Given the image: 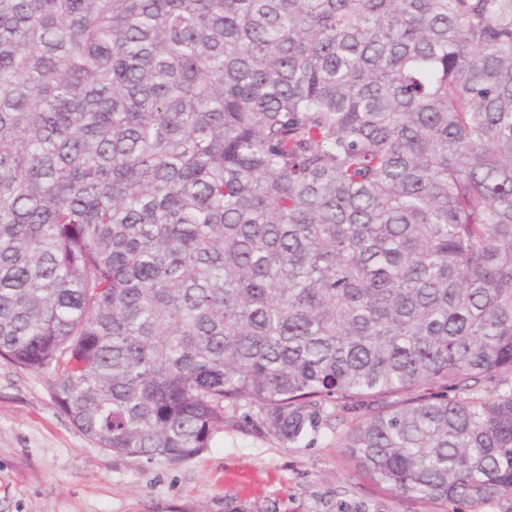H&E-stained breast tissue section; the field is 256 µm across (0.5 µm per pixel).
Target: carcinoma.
Segmentation results:
<instances>
[{
    "label": "carcinoma",
    "mask_w": 512,
    "mask_h": 512,
    "mask_svg": "<svg viewBox=\"0 0 512 512\" xmlns=\"http://www.w3.org/2000/svg\"><path fill=\"white\" fill-rule=\"evenodd\" d=\"M0 357L115 454L332 405L512 512V0H0Z\"/></svg>",
    "instance_id": "1"
}]
</instances>
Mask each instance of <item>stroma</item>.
Listing matches in <instances>:
<instances>
[{"label": "stroma", "mask_w": 512, "mask_h": 512, "mask_svg": "<svg viewBox=\"0 0 512 512\" xmlns=\"http://www.w3.org/2000/svg\"><path fill=\"white\" fill-rule=\"evenodd\" d=\"M226 415L189 461L116 455L57 408L48 374L0 358V512H449L381 492L343 448L344 422L289 447Z\"/></svg>", "instance_id": "stroma-1"}]
</instances>
